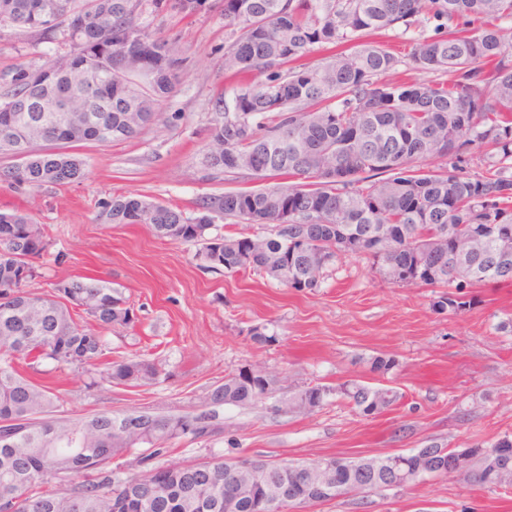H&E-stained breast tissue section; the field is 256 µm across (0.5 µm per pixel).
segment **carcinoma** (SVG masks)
<instances>
[{"label":"carcinoma","mask_w":512,"mask_h":512,"mask_svg":"<svg viewBox=\"0 0 512 512\" xmlns=\"http://www.w3.org/2000/svg\"><path fill=\"white\" fill-rule=\"evenodd\" d=\"M0 0V26L61 40L68 51L40 67L24 62L0 92V143L25 152L0 180L32 188L64 185L85 175L77 155L43 149L137 136L179 84L183 59L175 47L140 23L144 9L124 0ZM151 13L192 14L205 0H144ZM224 72L240 79L229 100L213 102L214 127L205 166L274 186L206 194L197 215L129 193L107 203L109 224H147L161 239L200 245L206 270L254 271L277 279L271 265L288 268L280 283L313 293L326 271L350 253L371 262L389 283L442 288L434 306L459 311L463 288L512 284V43L500 23L512 21V0H223ZM436 21L433 34L409 39L399 52L364 37L419 19ZM317 45L334 47L317 64ZM407 65L441 72L444 80L390 81ZM96 76L86 91L84 70ZM79 97L87 120L75 130L44 102ZM484 170L465 171L474 149ZM430 161L445 167L426 170ZM245 225L210 236L215 220ZM495 230L487 250L467 263L455 253L470 238ZM51 246L44 225L26 213L0 211V501L10 512H224V458L156 472L165 493L154 496L119 476L112 460L136 448L158 455L175 440L206 442L221 431L226 405H250L273 376L231 372L192 413L158 415L100 412L77 420L53 414L59 393L19 371L29 361L84 368L105 363L100 375L117 385L156 382L147 360L108 361L107 333L129 326L133 307L94 275L61 278L38 295L36 260ZM339 394L365 416L398 400L390 389L367 407L363 382L334 389L307 385L296 398L321 407ZM468 473L491 487L494 475L472 448ZM84 480L60 494L55 473Z\"/></svg>","instance_id":"obj_1"}]
</instances>
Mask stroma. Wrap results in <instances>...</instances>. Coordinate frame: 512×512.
I'll list each match as a JSON object with an SVG mask.
<instances>
[{"mask_svg":"<svg viewBox=\"0 0 512 512\" xmlns=\"http://www.w3.org/2000/svg\"><path fill=\"white\" fill-rule=\"evenodd\" d=\"M221 10V0H207L190 15L143 13V24L175 43L183 75L158 120L136 138L77 146L85 175L63 186L0 181V211L27 212L47 225L52 241L31 291L45 293L59 277L107 281L137 314L133 325L113 328V357L146 359L160 372L147 386L103 380L88 389L83 371L51 369L45 380L62 396L56 417L183 413L229 372L257 364L276 377L272 394L225 406L223 434L205 443L174 441L155 464L243 454L294 464L512 438V284L472 288L469 307L438 312L436 289L390 284L366 259L345 254L321 288L305 294L252 273L203 270L194 244L157 238L144 224L105 222L103 203L127 192L189 213L203 195L256 188V181L228 179L203 163L213 102L236 87L224 72ZM63 49L0 28V86L18 62L40 66ZM256 327L273 342L255 343ZM377 356L395 359V367L370 374ZM353 379L393 389L396 405L375 417L336 395L308 413L288 407L304 386ZM304 512H512V490L479 486L459 472L369 497L346 494Z\"/></svg>","mask_w":512,"mask_h":512,"instance_id":"obj_1","label":"stroma"}]
</instances>
